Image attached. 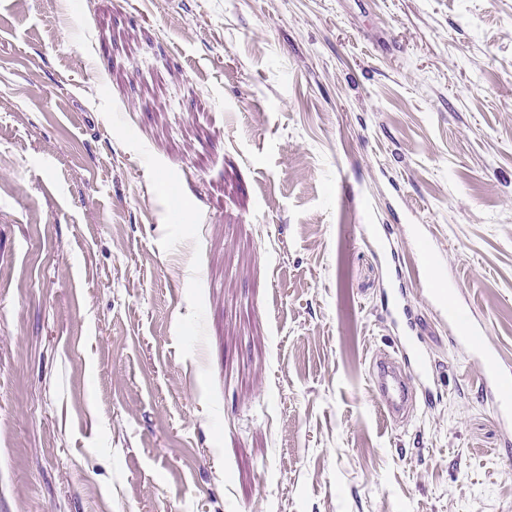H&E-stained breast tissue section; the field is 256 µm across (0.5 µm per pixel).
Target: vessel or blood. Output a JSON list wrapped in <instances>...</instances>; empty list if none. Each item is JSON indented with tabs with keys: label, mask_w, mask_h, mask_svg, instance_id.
<instances>
[{
	"label": "vessel or blood",
	"mask_w": 512,
	"mask_h": 512,
	"mask_svg": "<svg viewBox=\"0 0 512 512\" xmlns=\"http://www.w3.org/2000/svg\"><path fill=\"white\" fill-rule=\"evenodd\" d=\"M459 341L466 343L486 368L484 389L490 396L503 425L512 427V370L505 368L498 352L483 340V327L455 295H444L432 283L422 285ZM383 308L400 327L402 338L392 351L379 352L371 364V376L380 407L391 421H399L416 400L430 401L435 395V369L420 345L414 310L402 286H392L384 295Z\"/></svg>",
	"instance_id": "obj_1"
}]
</instances>
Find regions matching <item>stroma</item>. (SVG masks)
Segmentation results:
<instances>
[{"label": "stroma", "instance_id": "stroma-1", "mask_svg": "<svg viewBox=\"0 0 512 512\" xmlns=\"http://www.w3.org/2000/svg\"><path fill=\"white\" fill-rule=\"evenodd\" d=\"M416 233L512 364V0H0V512H512ZM402 268L395 269L399 282L385 292L383 308L400 327L403 336L393 347V354L379 352L371 364V376L378 393L380 407L387 418L397 423L417 397L431 401L436 393L435 369L420 345V332L414 310L406 301L401 286Z\"/></svg>", "mask_w": 512, "mask_h": 512}]
</instances>
